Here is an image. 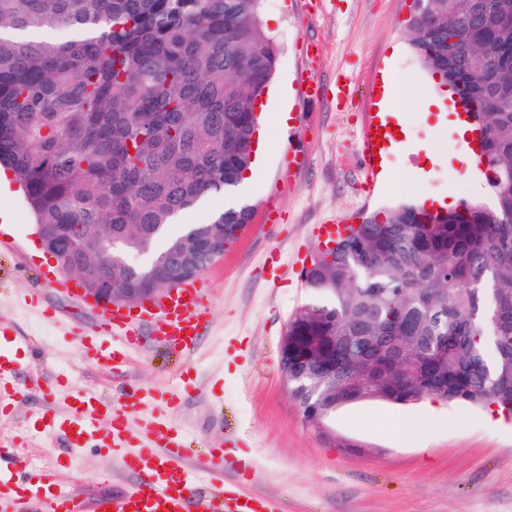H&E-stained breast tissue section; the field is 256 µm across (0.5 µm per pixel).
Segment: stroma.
<instances>
[{"label":"stroma","instance_id":"35a3bbf8","mask_svg":"<svg viewBox=\"0 0 512 512\" xmlns=\"http://www.w3.org/2000/svg\"><path fill=\"white\" fill-rule=\"evenodd\" d=\"M410 0H263L264 27L280 47L266 103L287 106V130L270 133L273 151L262 178L238 196L253 208L248 231L203 272L212 310L199 350L180 357L152 338L134 351L129 370L111 374L83 360L72 333L89 327L93 308L67 300L44 279L47 262L34 256L35 223L14 182L0 184V216L9 215L0 249V323L29 339L24 374L69 367L67 387L45 395L21 391L0 435L16 437L18 457L40 461L77 492L121 496L137 487L119 454L65 447L37 434L31 415L42 405L64 410L74 389L108 393L121 405L134 386L161 389L184 376L175 423L188 437L192 463L224 451V484L269 499L273 512H512V420L488 409L424 399L400 406L382 401L348 404L321 425L305 420L279 368L289 317L308 297L301 271L319 240L316 225L343 217L362 219L397 205V186L417 179L427 155L441 157L422 195L456 194L492 204L489 185L472 189L459 164L458 146L424 115L441 86L412 50ZM392 73L416 150L394 155V185L374 198L361 189V128L371 94ZM322 94L309 99L300 80ZM350 92L340 95L339 85ZM59 306V322L44 321L32 302ZM423 433L399 441L403 421Z\"/></svg>","mask_w":512,"mask_h":512}]
</instances>
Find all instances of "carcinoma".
Instances as JSON below:
<instances>
[{
  "instance_id": "cac0c4a2",
  "label": "carcinoma",
  "mask_w": 512,
  "mask_h": 512,
  "mask_svg": "<svg viewBox=\"0 0 512 512\" xmlns=\"http://www.w3.org/2000/svg\"><path fill=\"white\" fill-rule=\"evenodd\" d=\"M412 47L474 104L493 205L401 202L303 268L280 371L312 415L383 400L512 415V0H414ZM262 0H0V166L48 248L92 288H153L215 257L217 225L173 222L240 184L279 47ZM68 33L34 41L33 29ZM164 257L144 274L112 258Z\"/></svg>"
}]
</instances>
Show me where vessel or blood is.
Returning a JSON list of instances; mask_svg holds the SVG:
<instances>
[{
	"label": "vessel or blood",
	"instance_id": "1",
	"mask_svg": "<svg viewBox=\"0 0 512 512\" xmlns=\"http://www.w3.org/2000/svg\"><path fill=\"white\" fill-rule=\"evenodd\" d=\"M377 113L366 115L362 131V156L367 169L366 193H373L377 185L374 165V144L371 130ZM210 308L205 300L204 281L193 278L182 282L165 295L157 297L130 310L121 306L101 307L97 310L94 326L79 333L76 342L83 359L104 365L110 370L125 369L131 350L143 343L144 332H151L154 340L179 352H191L197 347L204 328L210 319ZM25 344L11 337L8 327H0V415L8 414L21 386L47 390L50 385L67 384L65 371L59 370L50 377L21 383V362L18 353ZM147 402L165 405V412L150 419L152 437L148 445L137 444L130 433L132 414ZM178 402L176 389L162 392L129 389L122 406H113L111 398L89 390L71 394L69 411L60 414L50 408L37 410L34 426L44 432L66 436L71 447L117 448L123 452L128 471L137 474L145 484V491L134 490L120 497L96 495L78 496L61 480H21L16 471L22 460L10 444L0 445V512H9L32 499L43 500L47 512H228L225 501H232L229 512H271L268 500L251 494L244 488L225 489L224 455L216 453L209 468L211 481L218 487L213 496L199 494L200 480L195 469L185 460L181 435L167 422L166 411ZM107 420L106 429H99L100 420Z\"/></svg>",
	"mask_w": 512,
	"mask_h": 512
}]
</instances>
